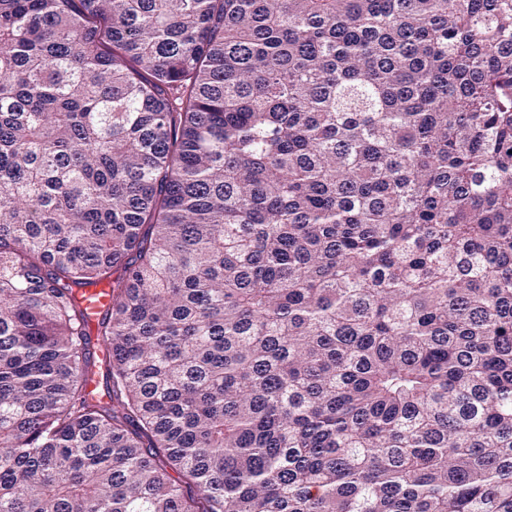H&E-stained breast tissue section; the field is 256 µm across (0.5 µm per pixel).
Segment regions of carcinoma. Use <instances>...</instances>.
I'll use <instances>...</instances> for the list:
<instances>
[{
    "mask_svg": "<svg viewBox=\"0 0 512 512\" xmlns=\"http://www.w3.org/2000/svg\"><path fill=\"white\" fill-rule=\"evenodd\" d=\"M0 512H512V0H0ZM79 298L86 313L95 318L109 302V290L104 285H93L79 290Z\"/></svg>",
    "mask_w": 512,
    "mask_h": 512,
    "instance_id": "carcinoma-1",
    "label": "carcinoma"
}]
</instances>
